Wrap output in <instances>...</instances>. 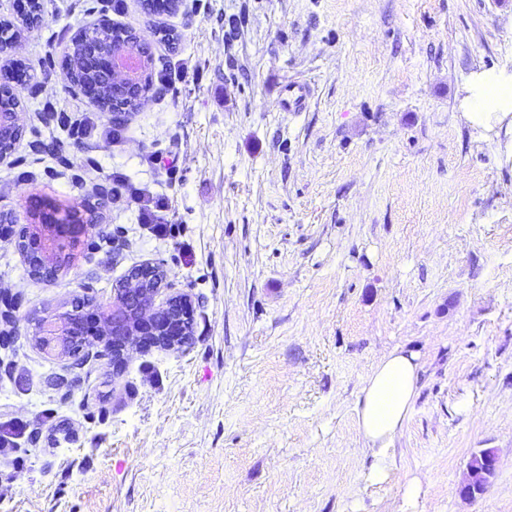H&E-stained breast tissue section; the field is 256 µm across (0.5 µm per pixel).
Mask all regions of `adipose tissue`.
I'll return each mask as SVG.
<instances>
[{"label":"adipose tissue","instance_id":"ef3b65f1","mask_svg":"<svg viewBox=\"0 0 512 512\" xmlns=\"http://www.w3.org/2000/svg\"><path fill=\"white\" fill-rule=\"evenodd\" d=\"M466 91V121L490 129L512 117V77L481 72ZM419 368L418 353L394 347L379 359L362 390L356 423L372 458L365 474L368 484L386 483L392 475L396 442L416 396Z\"/></svg>","mask_w":512,"mask_h":512}]
</instances>
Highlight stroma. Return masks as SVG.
I'll return each mask as SVG.
<instances>
[{
  "label": "stroma",
  "mask_w": 512,
  "mask_h": 512,
  "mask_svg": "<svg viewBox=\"0 0 512 512\" xmlns=\"http://www.w3.org/2000/svg\"><path fill=\"white\" fill-rule=\"evenodd\" d=\"M13 59L27 133L0 164V224L28 194L86 212L48 281L0 237V512H512V132L462 115L472 75H512L497 0H44ZM150 35L172 83L117 137L46 70L99 23ZM311 83L303 112L281 87ZM121 176L175 225L160 238ZM139 265L187 296L192 340L83 364L35 340L76 307L100 321ZM397 346L418 394L390 483L368 486L361 390ZM497 474L465 496L467 463ZM419 495L408 500L409 482Z\"/></svg>",
  "instance_id": "1"
}]
</instances>
